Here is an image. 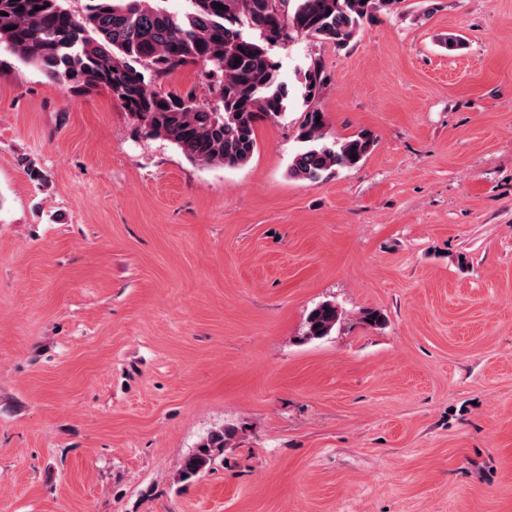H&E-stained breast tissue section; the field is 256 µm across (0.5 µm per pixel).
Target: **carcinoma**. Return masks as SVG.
<instances>
[{"label": "carcinoma", "instance_id": "obj_1", "mask_svg": "<svg viewBox=\"0 0 512 512\" xmlns=\"http://www.w3.org/2000/svg\"><path fill=\"white\" fill-rule=\"evenodd\" d=\"M166 0H89L81 16L65 0H0V46L44 71L67 92L106 88L153 137L175 145L193 163L235 169L257 149L256 128L285 113L288 84L272 51L299 38L346 46L381 10L400 0H186L175 14ZM223 5L219 9L213 3ZM240 64H234V60ZM200 65L211 99L194 90H166L179 69ZM331 76L314 58L304 73L303 113L296 135L293 177L318 182L368 156V131L327 140L318 106ZM336 303L324 301L305 318L302 339L331 335L340 322ZM238 435L227 424L211 432L181 469L182 479L209 468Z\"/></svg>", "mask_w": 512, "mask_h": 512}]
</instances>
